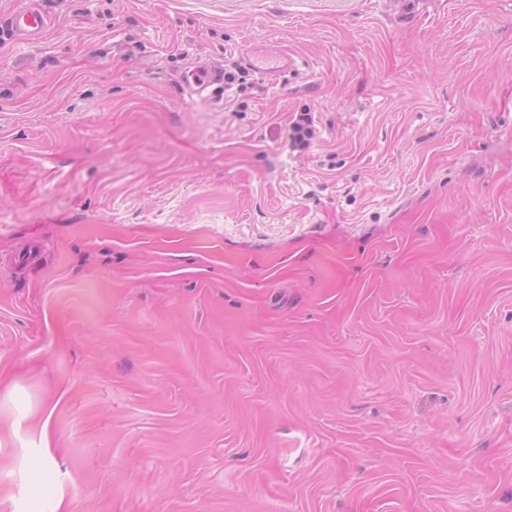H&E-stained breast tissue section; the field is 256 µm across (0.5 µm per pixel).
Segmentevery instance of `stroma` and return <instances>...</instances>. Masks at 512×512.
Wrapping results in <instances>:
<instances>
[{
  "mask_svg": "<svg viewBox=\"0 0 512 512\" xmlns=\"http://www.w3.org/2000/svg\"><path fill=\"white\" fill-rule=\"evenodd\" d=\"M40 3L0 394L66 512H512V0ZM262 47L297 67L189 103ZM316 118L310 110L296 113L288 127V145L293 149H305L316 133ZM22 395L24 396V403L22 405H18V400ZM4 402L9 405H14V410H12V418L7 424L8 435L10 438L13 437L15 439H19L23 423L28 420L31 414V397L17 385H14L7 388L4 399L2 398V401L0 400V410L2 409Z\"/></svg>",
  "mask_w": 512,
  "mask_h": 512,
  "instance_id": "obj_1",
  "label": "stroma"
}]
</instances>
